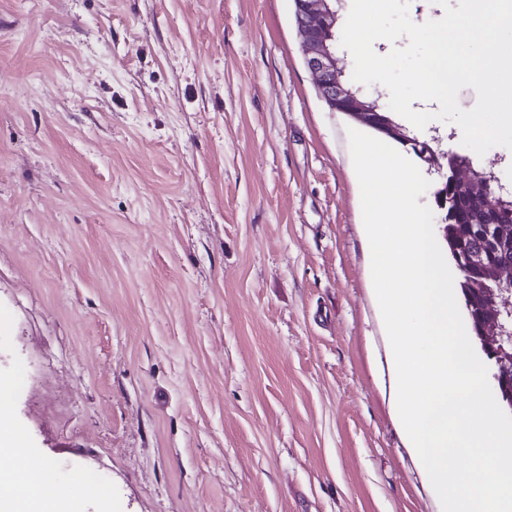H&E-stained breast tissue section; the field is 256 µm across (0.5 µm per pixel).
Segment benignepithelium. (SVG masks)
<instances>
[{"mask_svg":"<svg viewBox=\"0 0 512 512\" xmlns=\"http://www.w3.org/2000/svg\"><path fill=\"white\" fill-rule=\"evenodd\" d=\"M295 26L305 65L324 100L337 111L352 105L358 121L369 124L378 107V99L353 89L343 81L338 65L334 41L325 36L321 24L328 18H337L336 0H301L297 6ZM428 172L442 184L451 183L474 197L491 198L503 192V186L492 187L493 174L477 172L457 163L456 156H448V167L435 166ZM472 291L481 296L485 306L477 314L479 339L491 348V358L498 359L504 369L512 364V353L503 348L512 341V265L489 263L476 280L470 282Z\"/></svg>","mask_w":512,"mask_h":512,"instance_id":"1","label":"benign epithelium"}]
</instances>
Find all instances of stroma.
Here are the masks:
<instances>
[{
	"label": "stroma",
	"mask_w": 512,
	"mask_h": 512,
	"mask_svg": "<svg viewBox=\"0 0 512 512\" xmlns=\"http://www.w3.org/2000/svg\"><path fill=\"white\" fill-rule=\"evenodd\" d=\"M293 13L0 0V383L72 510L440 512L398 414L353 121ZM396 122L512 186V150Z\"/></svg>",
	"instance_id": "35a3bbf8"
}]
</instances>
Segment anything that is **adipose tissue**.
Returning a JSON list of instances; mask_svg holds the SVG:
<instances>
[{
    "mask_svg": "<svg viewBox=\"0 0 512 512\" xmlns=\"http://www.w3.org/2000/svg\"><path fill=\"white\" fill-rule=\"evenodd\" d=\"M31 460L14 447H0V512H63L61 502L46 497L40 486L26 483L22 477Z\"/></svg>",
    "mask_w": 512,
    "mask_h": 512,
    "instance_id": "obj_1",
    "label": "adipose tissue"
}]
</instances>
